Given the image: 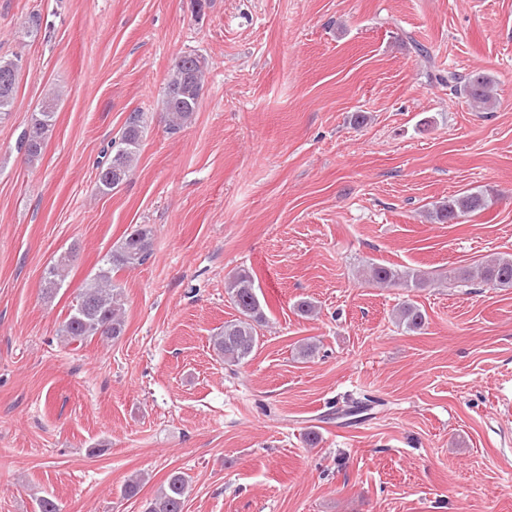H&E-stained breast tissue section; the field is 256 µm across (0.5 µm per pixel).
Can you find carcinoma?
<instances>
[{
    "label": "carcinoma",
    "mask_w": 512,
    "mask_h": 512,
    "mask_svg": "<svg viewBox=\"0 0 512 512\" xmlns=\"http://www.w3.org/2000/svg\"><path fill=\"white\" fill-rule=\"evenodd\" d=\"M207 66L199 55L183 53L171 63L165 83L162 107L168 128L176 131L198 111ZM19 65L12 59L0 58V115L11 111L16 93ZM456 74L448 73V87L464 95L472 109L489 112L496 105L494 86L486 76L468 78L456 86ZM56 119L55 102L45 101L33 113L23 136L27 156L35 159L42 154L48 132ZM142 138L141 116L130 115L119 141L110 146L107 159L98 165L99 192L108 194L124 184L133 170ZM488 200L480 192L463 193L434 206L430 219L440 223H454L458 219L481 212ZM152 229L143 226L132 231L112 252V255L80 289L76 304L71 308L61 327V336L69 343L81 344L95 337L114 339L124 331V303L121 289L113 282V273L143 265L149 258ZM70 256L61 255L44 273V291L52 296L64 280ZM366 279L378 286H404L419 288L426 283L424 275L415 271H402L391 266L370 263ZM457 280L468 283L475 280L496 288H512V257L493 255L472 272L457 273ZM226 293L238 317L224 323V330L213 337V349L225 363L238 365L247 361L259 346L258 329L266 320L252 275L241 270L228 281ZM396 322L411 331L421 329L426 313L406 301L397 309ZM187 479L180 471L168 475L153 498L146 501L143 512H184Z\"/></svg>",
    "instance_id": "carcinoma-1"
}]
</instances>
